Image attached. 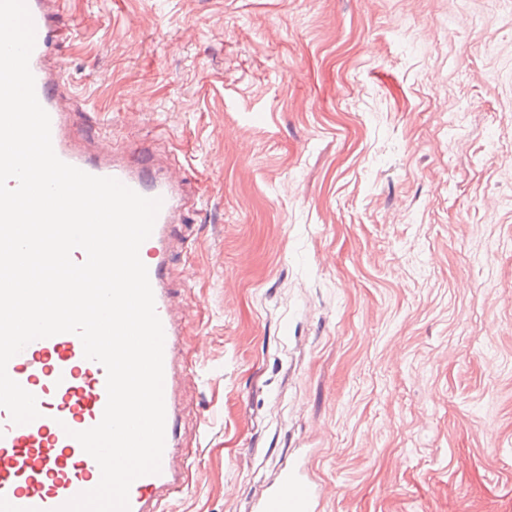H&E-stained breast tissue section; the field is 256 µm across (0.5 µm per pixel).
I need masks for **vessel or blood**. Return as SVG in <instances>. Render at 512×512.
<instances>
[{"instance_id":"1","label":"vessel or blood","mask_w":512,"mask_h":512,"mask_svg":"<svg viewBox=\"0 0 512 512\" xmlns=\"http://www.w3.org/2000/svg\"><path fill=\"white\" fill-rule=\"evenodd\" d=\"M26 3L36 29L30 69L37 98L50 116L56 155L91 175L116 178L139 194L162 201L140 257L148 268L165 334V447L160 473L136 479L129 490V504L130 512H164V501L182 490L190 469L189 458L181 451L177 404V392L188 376L181 351L185 322L174 310L167 285L172 226L185 203V190L148 151L106 146L90 156L82 150L62 103L68 89L64 64L49 55L51 46L68 36L59 20V0ZM7 373L36 397L40 415L31 423L17 425L9 411L0 407V512H57L100 481L97 462L70 433L100 422L107 403L106 371L85 358L77 335L63 333L28 344L9 361ZM321 503L318 483L305 466L297 464L281 471L257 503L256 512H319Z\"/></svg>"}]
</instances>
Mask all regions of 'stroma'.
I'll use <instances>...</instances> for the list:
<instances>
[{
  "mask_svg": "<svg viewBox=\"0 0 512 512\" xmlns=\"http://www.w3.org/2000/svg\"><path fill=\"white\" fill-rule=\"evenodd\" d=\"M102 140L189 185L176 512H512V0H61ZM322 503L318 483L302 464L288 466L257 503L256 512H317Z\"/></svg>",
  "mask_w": 512,
  "mask_h": 512,
  "instance_id": "35a3bbf8",
  "label": "stroma"
}]
</instances>
